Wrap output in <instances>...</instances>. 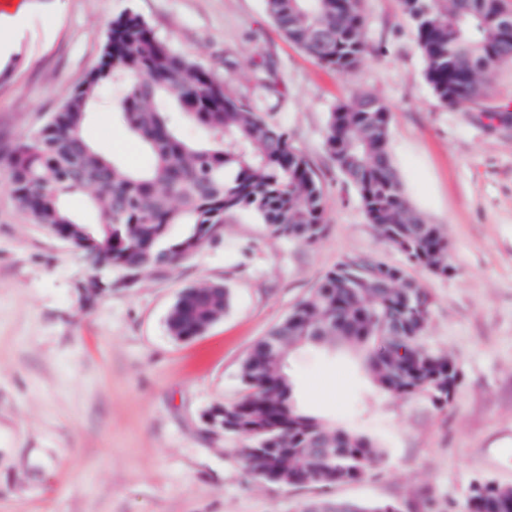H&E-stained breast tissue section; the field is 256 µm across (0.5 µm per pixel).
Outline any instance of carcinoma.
<instances>
[{
  "mask_svg": "<svg viewBox=\"0 0 512 512\" xmlns=\"http://www.w3.org/2000/svg\"><path fill=\"white\" fill-rule=\"evenodd\" d=\"M361 0H264L282 34L318 64L346 73L365 50ZM437 102L456 108L489 94L493 70L512 63L508 0H402ZM119 95L125 128L152 155L146 169L109 159L83 137L94 107ZM203 127L201 142L182 138L172 113ZM391 113L363 95L330 113L324 146L353 185L369 223L406 262L446 273L448 242L405 197L389 154ZM9 190L19 210L68 241L94 269L164 272L216 235L224 216L251 210L273 235L313 244L325 231L323 193L286 130L226 93L210 71L176 52L139 14L112 20L97 65L35 133L12 152ZM87 196L98 221L67 204ZM176 224L190 226L169 239ZM392 278L398 285L383 283ZM228 289H185L167 320L171 336L190 340L224 315ZM431 299L401 266L349 256L315 291L253 345L240 368L247 394L213 407L224 433L247 442L251 472L283 486H334L361 480L382 455L372 438L326 427L295 401L283 371L290 351L340 344L360 353L375 383L395 397L425 395L448 406L455 364L419 343ZM347 512H401L395 503L345 502ZM468 512H512V487L487 482L471 491Z\"/></svg>",
  "mask_w": 512,
  "mask_h": 512,
  "instance_id": "obj_1",
  "label": "carcinoma"
}]
</instances>
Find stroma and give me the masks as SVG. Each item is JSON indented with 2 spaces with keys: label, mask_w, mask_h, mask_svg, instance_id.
Instances as JSON below:
<instances>
[{
  "label": "stroma",
  "mask_w": 512,
  "mask_h": 512,
  "mask_svg": "<svg viewBox=\"0 0 512 512\" xmlns=\"http://www.w3.org/2000/svg\"><path fill=\"white\" fill-rule=\"evenodd\" d=\"M361 8L365 53L339 73L289 42L263 0H0V26L18 37L0 62V512H301L322 498L466 512L475 483L512 486V64L479 103L440 106L400 0ZM128 12L287 131L323 190L318 242L271 235L241 210L167 273L129 281L20 214L13 147L83 82ZM361 95L389 105L393 164L410 204L446 235L453 273L405 265L326 152L330 112ZM83 135L130 167L151 162L118 112L90 113ZM353 255L405 265L426 289L422 343L460 381L439 409L386 393L340 349L293 351L285 371L300 407L372 436L383 454L355 483L265 482L244 462L245 440L205 414L244 396L252 346ZM206 282L229 288L228 310L202 336L174 339L173 303Z\"/></svg>",
  "instance_id": "35a3bbf8"
}]
</instances>
